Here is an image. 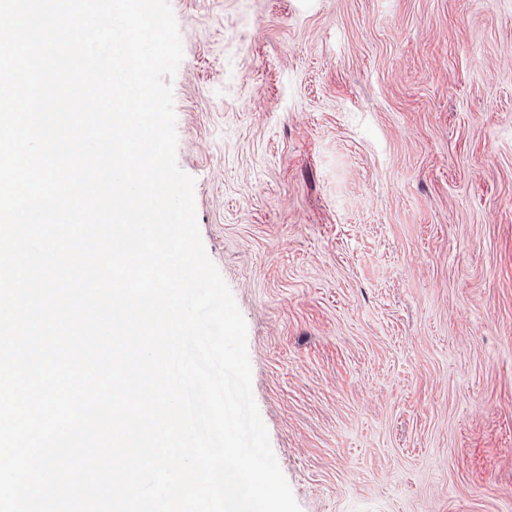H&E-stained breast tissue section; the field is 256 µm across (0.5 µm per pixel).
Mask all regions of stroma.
<instances>
[{"label":"stroma","mask_w":512,"mask_h":512,"mask_svg":"<svg viewBox=\"0 0 512 512\" xmlns=\"http://www.w3.org/2000/svg\"><path fill=\"white\" fill-rule=\"evenodd\" d=\"M176 159L302 512H512V0H169Z\"/></svg>","instance_id":"obj_1"}]
</instances>
